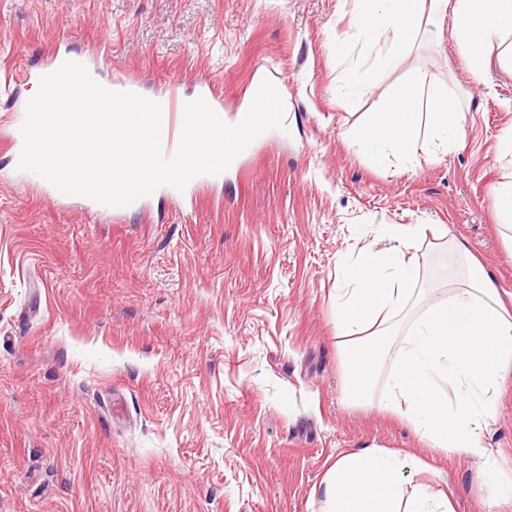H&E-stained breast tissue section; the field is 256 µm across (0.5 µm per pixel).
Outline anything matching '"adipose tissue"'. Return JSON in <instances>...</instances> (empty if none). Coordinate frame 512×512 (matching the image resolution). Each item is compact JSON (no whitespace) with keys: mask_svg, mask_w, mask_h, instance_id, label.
<instances>
[{"mask_svg":"<svg viewBox=\"0 0 512 512\" xmlns=\"http://www.w3.org/2000/svg\"><path fill=\"white\" fill-rule=\"evenodd\" d=\"M448 12L457 39L477 50L473 73L482 68L480 48L493 43L512 65V0H354L352 35L377 53L351 73L345 92H371L382 73L400 65L425 19ZM460 132V107L447 85L411 79L367 116L354 142L370 162L393 158L407 164L421 152L431 157L448 152ZM426 232L423 224L383 225L390 246L366 247L344 267L336 332L345 395L351 404L374 403L399 415L445 455L483 457V478L496 502L512 504V478L479 445L496 414L499 384L512 370V314L489 273L472 263L452 300L425 303L403 340L394 339L393 320L409 305L420 277L409 249ZM383 373L387 386L377 400L374 387ZM408 467L399 453L379 448L342 455L322 482L327 512H454L450 499L429 487L404 495Z\"/></svg>","mask_w":512,"mask_h":512,"instance_id":"1","label":"adipose tissue"}]
</instances>
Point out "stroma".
<instances>
[{
	"label": "stroma",
	"mask_w": 512,
	"mask_h": 512,
	"mask_svg": "<svg viewBox=\"0 0 512 512\" xmlns=\"http://www.w3.org/2000/svg\"><path fill=\"white\" fill-rule=\"evenodd\" d=\"M353 0H0V128L19 77L51 50H110L146 94L210 82L224 120L263 80L288 136L222 181L158 189L114 218L26 186L0 147V512H325L320 485L373 446L456 512L493 506L478 458L436 453L399 419L343 396L336 290L385 224L446 228L413 242L419 286L447 298L470 253L512 309V253L494 187L512 173V69L487 47L474 76L432 19L373 93L343 94L374 50ZM444 82L464 134L448 153L373 165L349 139L412 77ZM466 252H459L458 244ZM512 475V372L480 440Z\"/></svg>",
	"instance_id": "35a3bbf8"
}]
</instances>
